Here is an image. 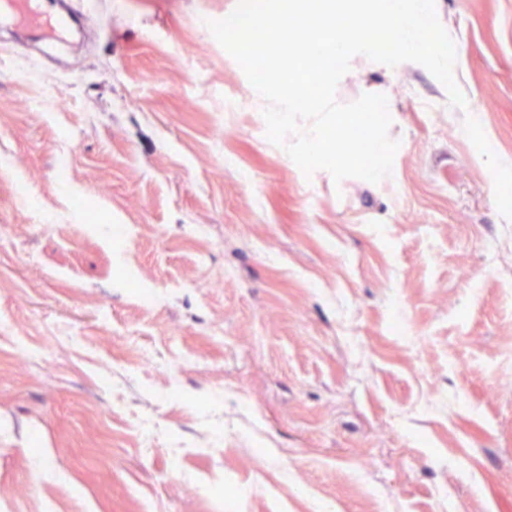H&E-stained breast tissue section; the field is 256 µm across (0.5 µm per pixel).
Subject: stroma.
<instances>
[{
    "label": "stroma",
    "instance_id": "stroma-1",
    "mask_svg": "<svg viewBox=\"0 0 512 512\" xmlns=\"http://www.w3.org/2000/svg\"><path fill=\"white\" fill-rule=\"evenodd\" d=\"M70 2L79 45L0 20V512H512V0H435L466 109L407 62L338 86L388 98L378 184L269 141L237 0Z\"/></svg>",
    "mask_w": 512,
    "mask_h": 512
}]
</instances>
